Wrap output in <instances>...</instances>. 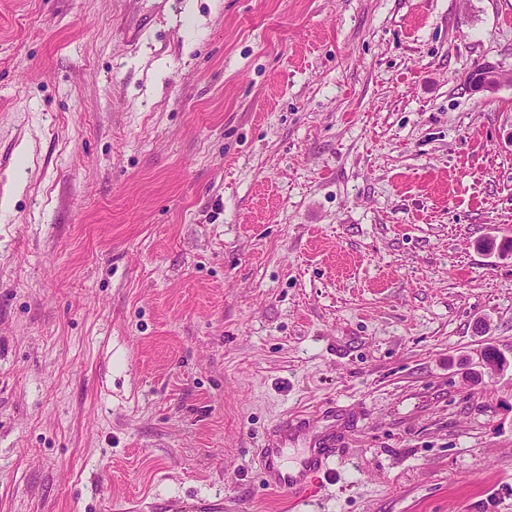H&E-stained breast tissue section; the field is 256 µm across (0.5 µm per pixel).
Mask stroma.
I'll return each instance as SVG.
<instances>
[{"label":"stroma","instance_id":"obj_1","mask_svg":"<svg viewBox=\"0 0 512 512\" xmlns=\"http://www.w3.org/2000/svg\"><path fill=\"white\" fill-rule=\"evenodd\" d=\"M488 62L512 0H0V512H292L293 412L314 512H512ZM500 71L498 66L487 63L479 74L469 75L466 80L474 90L493 93L502 85ZM292 421L293 418H288L287 414L267 443L258 448V453L266 485L297 502L310 497L308 493L317 488L313 486L320 482L319 479L332 477L333 472L329 466L336 456V439L316 441L300 460L299 466L290 467L285 461L286 451L298 441L304 430Z\"/></svg>","mask_w":512,"mask_h":512}]
</instances>
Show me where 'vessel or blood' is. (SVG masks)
I'll return each mask as SVG.
<instances>
[{"label": "vessel or blood", "mask_w": 512, "mask_h": 512, "mask_svg": "<svg viewBox=\"0 0 512 512\" xmlns=\"http://www.w3.org/2000/svg\"><path fill=\"white\" fill-rule=\"evenodd\" d=\"M303 429L283 418L267 443L259 450V463L266 485L284 493L292 501L308 499L319 480L331 476V460L336 455V442L332 439L316 441L307 455L296 466H288L285 454L301 436Z\"/></svg>", "instance_id": "b4317fda"}]
</instances>
